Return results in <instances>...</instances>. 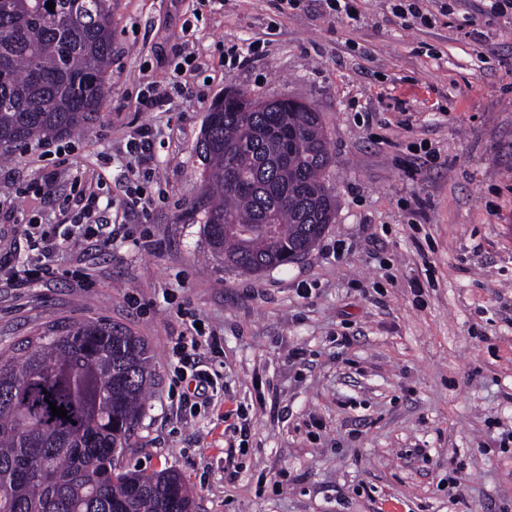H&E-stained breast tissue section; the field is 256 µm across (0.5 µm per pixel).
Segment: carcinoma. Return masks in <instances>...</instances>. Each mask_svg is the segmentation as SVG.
I'll return each mask as SVG.
<instances>
[{"label": "carcinoma", "mask_w": 512, "mask_h": 512, "mask_svg": "<svg viewBox=\"0 0 512 512\" xmlns=\"http://www.w3.org/2000/svg\"><path fill=\"white\" fill-rule=\"evenodd\" d=\"M55 8H46L48 2ZM112 66V0H0V157L67 137L101 110ZM220 99L198 145L211 251L236 269L295 263L336 218L327 133L315 110ZM0 359V394L46 418L27 428L0 402V512H194L174 470L127 468L124 455L154 382L151 345L130 329L47 326ZM67 410L52 416L50 403Z\"/></svg>", "instance_id": "1"}]
</instances>
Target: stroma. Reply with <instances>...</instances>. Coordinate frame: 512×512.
<instances>
[{"label":"stroma","mask_w":512,"mask_h":512,"mask_svg":"<svg viewBox=\"0 0 512 512\" xmlns=\"http://www.w3.org/2000/svg\"><path fill=\"white\" fill-rule=\"evenodd\" d=\"M396 3L355 0L349 20L318 0H114L101 111L82 135L0 158V207L29 231L70 223L85 191L154 243L67 246L56 280L1 286L0 354L58 322L144 337L157 376L122 463L178 471L196 512H512V442H497L512 431V9L417 0L428 21L407 28ZM257 40L261 58L225 68ZM185 48L200 71L170 110L139 111L140 85L169 83ZM229 89L311 104L334 158L335 223L262 274L225 266L190 216L197 143ZM143 125L146 218L115 186ZM194 319L218 337L199 405L171 359Z\"/></svg>","instance_id":"1"}]
</instances>
